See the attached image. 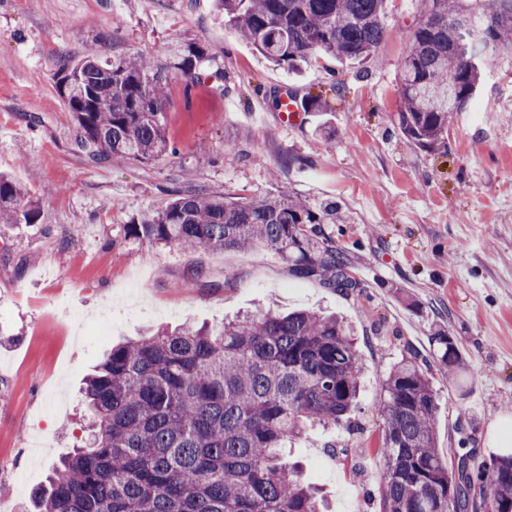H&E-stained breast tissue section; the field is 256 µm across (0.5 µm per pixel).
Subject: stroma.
I'll use <instances>...</instances> for the list:
<instances>
[{
	"mask_svg": "<svg viewBox=\"0 0 512 512\" xmlns=\"http://www.w3.org/2000/svg\"><path fill=\"white\" fill-rule=\"evenodd\" d=\"M420 11V0H386V33L367 59L317 53L291 73L237 37L215 0H0V171L41 206L37 223L0 224V512H23L52 463L82 444L80 390L112 345L267 305L340 314L365 362L351 427L291 445L329 512H381L377 404L405 347L428 360L443 454L463 443L481 459L499 454V436L512 438V55L454 117L447 149L421 150L392 121ZM175 36L211 57L195 86L170 84L175 156L90 162L55 90L59 57L160 60ZM287 92L322 94L331 109L284 125L274 101ZM189 179L244 201L286 185L310 203H336L345 221L323 230L362 294L295 279L265 247L215 254L128 234ZM438 324L463 353L455 385L432 357ZM331 443L352 456L329 454Z\"/></svg>",
	"mask_w": 512,
	"mask_h": 512,
	"instance_id": "35a3bbf8",
	"label": "stroma"
}]
</instances>
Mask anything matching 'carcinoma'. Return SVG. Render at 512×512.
Listing matches in <instances>:
<instances>
[{
  "label": "carcinoma",
  "instance_id": "1",
  "mask_svg": "<svg viewBox=\"0 0 512 512\" xmlns=\"http://www.w3.org/2000/svg\"><path fill=\"white\" fill-rule=\"evenodd\" d=\"M235 33L290 72L322 52L359 60L385 33L386 0H219ZM395 124L417 147L445 145L452 114L471 106L501 51L512 52V0L479 12L465 0H423L406 33ZM207 47L172 42L165 61L127 52L59 60L56 91L90 161L157 164L176 153L165 127L175 74L193 82ZM38 201L0 173V223L33 224ZM344 220L292 190L239 201L187 186L164 209L130 225L153 245L211 251L261 245L298 279L361 292L349 259L322 225ZM433 354L457 380L463 359L439 325ZM365 371L357 342L334 315L270 307L220 326H184L115 345L84 380L92 442L52 468L37 512H321L318 491L287 445L341 426L358 409ZM383 512H512V454L475 465V449L437 448V392L417 351L404 349L382 382Z\"/></svg>",
  "mask_w": 512,
  "mask_h": 512
}]
</instances>
